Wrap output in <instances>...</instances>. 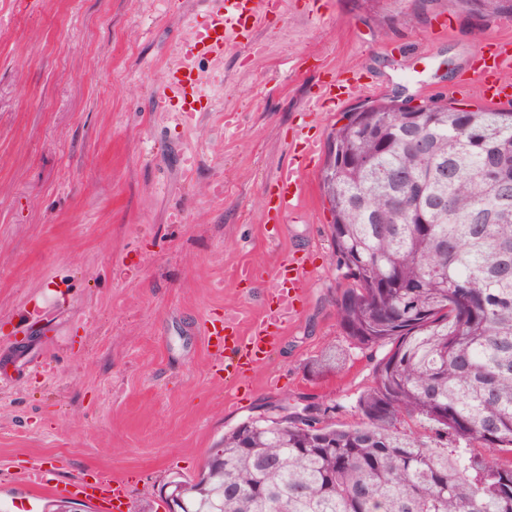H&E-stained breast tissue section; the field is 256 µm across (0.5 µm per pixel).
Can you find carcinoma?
I'll return each mask as SVG.
<instances>
[{"label":"carcinoma","mask_w":512,"mask_h":512,"mask_svg":"<svg viewBox=\"0 0 512 512\" xmlns=\"http://www.w3.org/2000/svg\"><path fill=\"white\" fill-rule=\"evenodd\" d=\"M484 21L512 0H459ZM336 128L321 172L340 325L390 349L357 401L361 421L270 410L224 433L182 512H512V109L414 113L385 99ZM425 420L462 448L430 447Z\"/></svg>","instance_id":"1"}]
</instances>
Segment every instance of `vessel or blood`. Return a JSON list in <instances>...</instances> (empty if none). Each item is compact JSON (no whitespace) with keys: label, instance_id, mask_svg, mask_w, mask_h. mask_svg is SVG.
Returning a JSON list of instances; mask_svg holds the SVG:
<instances>
[{"label":"vessel or blood","instance_id":"vessel-or-blood-1","mask_svg":"<svg viewBox=\"0 0 512 512\" xmlns=\"http://www.w3.org/2000/svg\"><path fill=\"white\" fill-rule=\"evenodd\" d=\"M275 9V0H213L206 21L194 38L183 44L179 61L168 71L166 88L172 98L177 99L181 112L202 111L205 97L195 71L187 65L188 60L223 56L225 48L240 36L246 26L257 25ZM510 69L512 41L489 38L475 56V67L465 87L483 102L511 103L512 81L504 77ZM306 173V165L300 164L276 179L268 193V221L280 222L300 202ZM308 275L302 258H290L271 282L273 306H281L301 296ZM282 330V324L273 317L257 320L246 335L225 323L213 326L211 334L215 339L217 356L224 361L225 381L241 380L265 361L275 351ZM63 490L96 503L98 512H131L129 489L125 481L118 478L102 474L92 481L81 479L65 484Z\"/></svg>","mask_w":512,"mask_h":512}]
</instances>
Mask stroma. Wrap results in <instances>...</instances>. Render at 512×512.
Masks as SVG:
<instances>
[{"instance_id": "obj_1", "label": "stroma", "mask_w": 512, "mask_h": 512, "mask_svg": "<svg viewBox=\"0 0 512 512\" xmlns=\"http://www.w3.org/2000/svg\"><path fill=\"white\" fill-rule=\"evenodd\" d=\"M280 0L246 46L199 69L216 98L183 121L161 107L168 66L206 0H0V506L43 512L53 483L106 473L133 512L196 477L224 432L277 405L326 403L353 425L380 348L336 318L344 281L320 173L344 106L324 81L365 72L368 99L461 93L477 47L457 0ZM318 142L283 222L265 188ZM312 275L276 352L241 383L207 329H248L291 256ZM334 350L338 360L322 359ZM52 474L33 481L30 464Z\"/></svg>"}]
</instances>
